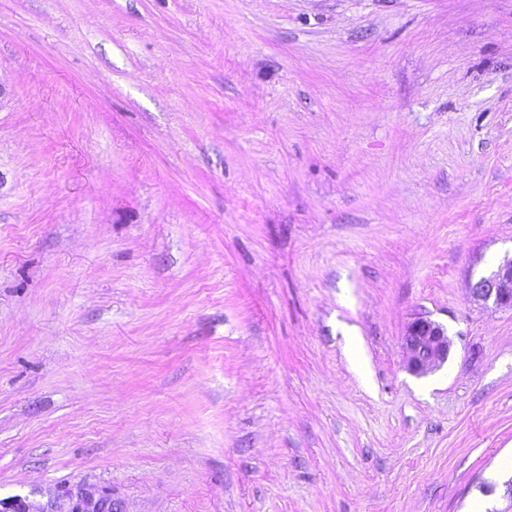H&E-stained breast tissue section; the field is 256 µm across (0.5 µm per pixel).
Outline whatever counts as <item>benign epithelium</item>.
Segmentation results:
<instances>
[{"instance_id":"1","label":"benign epithelium","mask_w":512,"mask_h":512,"mask_svg":"<svg viewBox=\"0 0 512 512\" xmlns=\"http://www.w3.org/2000/svg\"><path fill=\"white\" fill-rule=\"evenodd\" d=\"M475 301L484 305L512 308V256H506L493 269L480 275L472 285ZM407 368L423 375L448 361L451 340L447 330L427 315H417L404 334ZM109 491L91 495L80 487L59 490L56 500L40 507L17 496L0 500V512H100Z\"/></svg>"}]
</instances>
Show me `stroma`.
I'll list each match as a JSON object with an SVG mask.
<instances>
[{
	"label": "stroma",
	"instance_id": "35a3bbf8",
	"mask_svg": "<svg viewBox=\"0 0 512 512\" xmlns=\"http://www.w3.org/2000/svg\"><path fill=\"white\" fill-rule=\"evenodd\" d=\"M511 254L512 0H0V499L507 512ZM471 290L477 302L512 308V255L505 256L496 267L480 275ZM403 345L408 370L423 375L447 362L451 340L441 324L419 314L408 324Z\"/></svg>",
	"mask_w": 512,
	"mask_h": 512
}]
</instances>
